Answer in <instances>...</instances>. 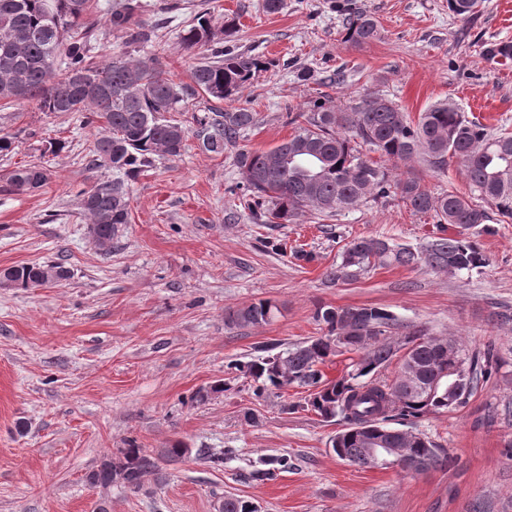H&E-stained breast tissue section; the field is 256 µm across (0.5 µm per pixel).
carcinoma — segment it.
<instances>
[{
    "mask_svg": "<svg viewBox=\"0 0 512 512\" xmlns=\"http://www.w3.org/2000/svg\"><path fill=\"white\" fill-rule=\"evenodd\" d=\"M94 0H0V101L21 104L36 101L43 112H83L86 123L100 124L107 134L96 139L89 165L112 169V180L79 193V206L99 237L118 238V225L131 221L129 181L160 157H176L189 130L166 114L181 112L199 94L226 103L196 119L195 136L216 155L234 148L256 126L258 113L233 106L268 62L250 53H224L221 44L237 32L236 18L215 27L207 13L182 29L180 40L204 55L191 66V83L178 84L164 69L160 52L133 57L125 52L103 62L93 55V34L85 17ZM134 0H109L108 22L128 31L131 44L152 39L143 29ZM380 24L367 12L348 14L344 42L360 47L379 39ZM287 124L297 126L287 140L267 151L240 150L237 167L243 179V207L258 224H291L310 209L330 217L356 210L370 201L394 194L417 214H433L452 230L426 245H396L376 236L358 237L343 249L341 262L329 272L332 281L352 280L375 263L403 267L424 266L451 276L479 271L487 264L469 230L489 220L488 211L472 198L448 190L433 195L410 175L391 182L387 170L364 159L352 141L360 139L380 153L385 162L422 156L435 172L448 168V159L463 165L471 194L512 220V132L493 133L451 102L434 104L417 121L409 120L392 100L377 94L353 100L343 107L317 103L288 113ZM49 180L40 164L12 170L8 190L33 191ZM69 277L59 263H29L0 270V278L22 288L56 284ZM277 306L260 300L225 310V323L245 327L271 322ZM314 318L324 334L277 353L239 362L235 369L258 383L256 396L289 386L305 389L304 403L289 409L312 412L324 422L341 419L347 427L331 439L333 452L360 468L377 467L362 432H372L389 448H406L415 473L444 467L445 453L413 426L429 415L466 406L498 369L494 354L471 352L459 340L430 336L414 330L396 343L387 333L395 316L380 307L334 308L318 306ZM404 356L397 357L398 352ZM352 354L344 373L329 379L321 366L331 358ZM465 363V375L450 392L447 386L428 396L426 386L443 367ZM416 370L408 374L404 365ZM395 367L393 377L385 371ZM288 468V458L261 461L250 472L253 480H269ZM156 459L135 441L92 470L90 484L108 488L118 484L136 491L144 477L157 471ZM218 512H258L241 497L226 496Z\"/></svg>",
    "mask_w": 512,
    "mask_h": 512,
    "instance_id": "1",
    "label": "carcinoma"
}]
</instances>
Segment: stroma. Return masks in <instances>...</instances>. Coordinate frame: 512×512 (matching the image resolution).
Returning a JSON list of instances; mask_svg holds the SVG:
<instances>
[{
	"label": "stroma",
	"mask_w": 512,
	"mask_h": 512,
	"mask_svg": "<svg viewBox=\"0 0 512 512\" xmlns=\"http://www.w3.org/2000/svg\"><path fill=\"white\" fill-rule=\"evenodd\" d=\"M141 3L154 41L135 48L103 12L88 15L98 59L124 50L142 56L158 42L173 79L189 83L196 53L179 33L207 11L217 26L237 17L228 49L270 60L237 101L259 115L247 149L288 139L287 112L377 93L412 120L450 100L470 118L512 130V59L491 53L512 43V0H482L465 19L449 12L448 0H286L272 15L262 0ZM351 7L378 19V41L344 43ZM82 120L32 102L0 107V131L16 141L0 156V269L57 262L70 272L56 285L0 288V512H96L103 502L110 512H217L226 495L259 512H512V223L474 229L488 258L482 272L377 265L336 283L328 274L351 240L421 246L438 233L433 215L413 213L395 196L329 218L257 224L242 205L234 153H209L192 136L181 156L132 181V220L106 253L77 207L80 190L112 176L87 165L106 130ZM55 139L64 148L45 152ZM25 162L46 166L49 183L6 191L7 174ZM387 168L394 180L418 175L435 195L468 190L454 159L442 174L417 156ZM300 250L311 261L297 259ZM266 299L278 308L269 324H225V309ZM320 304L388 310L395 339L418 329L495 350L501 366L466 408L417 423L446 448L447 467L359 468L329 446L342 422L290 411L302 389L255 399L253 381L234 363L261 356L266 345L281 350L321 336ZM218 381L223 392L196 400ZM131 440L159 459L141 491L87 483ZM177 442L188 453L172 462L163 451ZM223 448V468H212L207 452ZM282 456L288 471L249 480L256 462Z\"/></svg>",
	"instance_id": "1"
}]
</instances>
